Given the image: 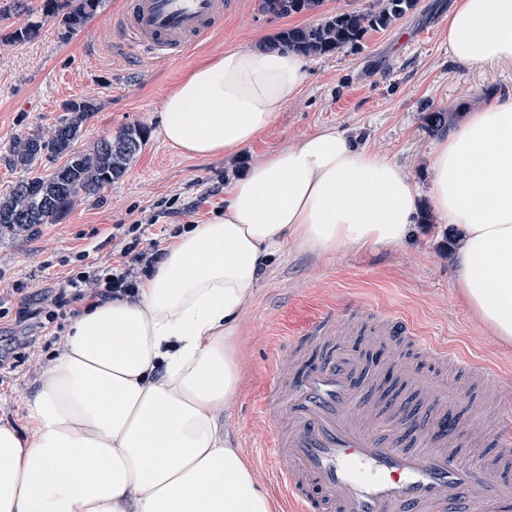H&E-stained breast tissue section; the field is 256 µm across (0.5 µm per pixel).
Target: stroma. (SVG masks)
<instances>
[{
    "label": "stroma",
    "mask_w": 512,
    "mask_h": 512,
    "mask_svg": "<svg viewBox=\"0 0 512 512\" xmlns=\"http://www.w3.org/2000/svg\"><path fill=\"white\" fill-rule=\"evenodd\" d=\"M127 2L101 0L96 14L66 41L60 28L47 24L35 38L14 43L8 35L25 25L28 15L0 21V193L24 176L8 163L13 137L22 131L47 133L69 101L90 98L97 104L80 149L128 127L146 132L139 156L118 181L82 198L54 223L0 238V309L5 312L0 352L25 351L14 321L16 285L55 286L79 250L87 251L92 263L110 258L113 225H129L153 212L170 228L208 223L224 206L223 195L209 196L212 185L231 184L264 154L328 126L356 136L363 147L386 155L418 186H426L437 140L425 127L427 113L443 109L453 116L460 104L480 108L512 91V62L468 68L452 61L446 34L455 0H418L390 27L368 31L357 47L309 58L299 97L235 157L193 158L164 141L159 121L164 97L190 69L224 49L249 47L284 28L362 10L371 0H324L319 12L282 19L261 13L258 0H224L215 32L170 62L148 58L131 40L115 49L113 21ZM196 200L201 203L197 214L184 215ZM453 248L448 226L425 204L412 237L403 243L350 249L333 258L289 244L272 259L242 320L243 388L223 413L229 441L259 475L267 473L259 454L266 439L264 397L273 377L290 370L282 340L299 335L325 310L358 323L397 310L435 340L498 367L504 374L499 391L473 401L466 428L480 434L504 425L499 402L512 399V343L492 336L466 305L455 282ZM40 375L25 364L0 375L1 422L19 421L22 400Z\"/></svg>",
    "instance_id": "1"
}]
</instances>
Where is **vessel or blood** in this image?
Here are the masks:
<instances>
[{"label": "vessel or blood", "instance_id": "vessel-or-blood-1", "mask_svg": "<svg viewBox=\"0 0 512 512\" xmlns=\"http://www.w3.org/2000/svg\"><path fill=\"white\" fill-rule=\"evenodd\" d=\"M223 13L224 0H133L118 29L170 61L206 39ZM340 328L329 311L288 337L293 371L276 375L264 399L271 479L286 512H316L321 502L336 512H512V436L480 435L493 467L465 461L471 438L453 410L468 399V385L415 372L394 355L389 362L413 397L377 404L360 380V355L338 341ZM378 333L385 345L409 342L438 361L456 359L400 315L383 317ZM460 362L472 380L502 378L494 366Z\"/></svg>", "mask_w": 512, "mask_h": 512}]
</instances>
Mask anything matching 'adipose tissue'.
<instances>
[{
    "label": "adipose tissue",
    "instance_id": "ef3b65f1",
    "mask_svg": "<svg viewBox=\"0 0 512 512\" xmlns=\"http://www.w3.org/2000/svg\"><path fill=\"white\" fill-rule=\"evenodd\" d=\"M448 51L461 65L512 61V0H456ZM273 48L228 49L163 99L164 140L198 158L257 140L306 77ZM420 193L393 160L323 128L252 163L209 223L181 229L135 299L82 309L0 422V512H274L221 411L238 397L240 319L285 244L329 257L395 245ZM427 195L457 240V286L512 342V93L436 142Z\"/></svg>",
    "mask_w": 512,
    "mask_h": 512
}]
</instances>
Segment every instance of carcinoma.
<instances>
[{
  "label": "carcinoma",
  "instance_id": "cac0c4a2",
  "mask_svg": "<svg viewBox=\"0 0 512 512\" xmlns=\"http://www.w3.org/2000/svg\"><path fill=\"white\" fill-rule=\"evenodd\" d=\"M101 0H42L36 19L15 29L10 38L24 42L34 38L47 23L55 22L70 36L97 12ZM323 0H260L259 9L274 18L314 13ZM417 0H376L362 11H344L309 26L285 28L274 38L275 47L305 56H326L361 42L370 30L384 29L411 12ZM29 11L27 0H0V19ZM97 110L92 99L71 101L67 112L44 136L19 133L11 146L10 161L28 176L0 195V236L26 232L38 224H51L68 212L82 197L99 192L120 179L140 153L145 130L128 127L117 135L103 138L89 149L77 147L84 123ZM427 129L445 133L450 126L448 113L432 111L426 116ZM63 163L47 174L34 170L44 159Z\"/></svg>",
  "mask_w": 512,
  "mask_h": 512
}]
</instances>
